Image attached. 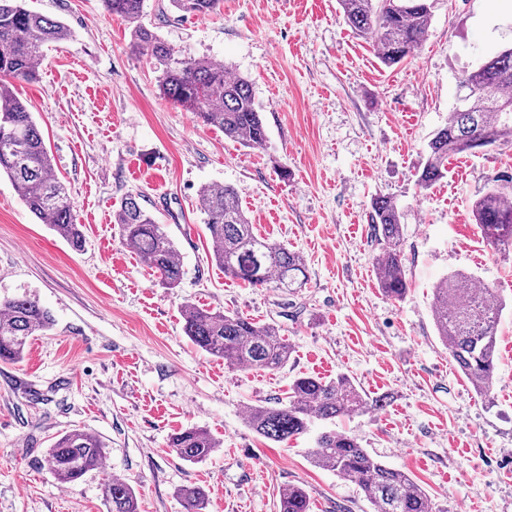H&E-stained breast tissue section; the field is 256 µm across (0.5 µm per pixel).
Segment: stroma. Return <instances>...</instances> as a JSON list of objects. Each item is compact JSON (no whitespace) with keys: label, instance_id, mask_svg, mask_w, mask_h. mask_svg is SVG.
Here are the masks:
<instances>
[{"label":"stroma","instance_id":"stroma-1","mask_svg":"<svg viewBox=\"0 0 512 512\" xmlns=\"http://www.w3.org/2000/svg\"><path fill=\"white\" fill-rule=\"evenodd\" d=\"M26 6L71 30L36 80L11 89L43 134L85 243L73 248L41 224L0 176V299L35 298L54 319L22 361L0 362V512H108L109 473L135 489L141 512H184L188 484L204 490V512H277L292 485L311 512H372L355 484L310 461L313 436L271 442L244 418L285 398L296 378L340 374L386 402L336 430L411 474L437 512H512V253L487 246L472 214L512 175V146L451 158L432 187L416 184L462 76L512 45V7L434 0L426 40L388 67L337 0H222L208 16L144 0L143 23L175 50L251 81L267 141L245 147L160 94L157 72L131 48V24L102 0ZM212 184L232 185L256 232L304 257V288L225 277L201 211ZM131 195L175 241L178 288H162L123 241L114 214ZM378 195L403 213L410 290L399 301L382 293L373 262ZM456 271L508 303L490 407L433 323V289ZM186 302L276 325L293 347L287 364L262 372L208 355L183 332ZM189 426L222 443L194 465L170 448ZM73 428L99 436L108 455L69 488L40 461Z\"/></svg>","mask_w":512,"mask_h":512}]
</instances>
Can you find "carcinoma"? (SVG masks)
I'll return each instance as SVG.
<instances>
[{"instance_id":"carcinoma-1","label":"carcinoma","mask_w":512,"mask_h":512,"mask_svg":"<svg viewBox=\"0 0 512 512\" xmlns=\"http://www.w3.org/2000/svg\"><path fill=\"white\" fill-rule=\"evenodd\" d=\"M105 10L134 24L133 48L147 55L158 72L163 97L187 108L203 123L220 128L224 138L244 146L266 142L267 131L252 84L208 58L184 56L141 23L143 0H103ZM221 0H172L173 7L191 16L215 12ZM345 23L360 36H371L379 59L391 67L413 56L425 40L432 18V0H338ZM69 36L60 21L34 13L24 0H0V173L6 174L27 209L73 246L82 247L73 202L60 181L41 132L27 106L10 89L13 81L37 78V65L49 45ZM465 110L451 112L448 122L428 143L418 185L428 189L448 172V159L496 144H512V47L505 48L463 76ZM204 224L213 242L211 260L224 276L252 287L292 290L305 285L302 255L285 244L255 233L229 184L202 188ZM509 194L492 188L474 201L472 213L482 238L495 250L512 251V202ZM379 254L374 257L378 284L394 300L408 292L404 265V227L397 204L388 196L372 199L370 211ZM125 243L140 253L167 289L179 287L180 252L167 231L132 196L114 214ZM503 303L493 290L477 285L473 276L454 272L433 290L432 318L437 334L473 390L492 406L490 393L497 362V331ZM183 331L192 343L231 365L259 371L282 368L292 345L272 324H260L239 313L213 312L194 304L182 306ZM53 326L49 310L23 296L0 301V361L18 362L29 338ZM369 397L350 377L296 379L288 400L248 410L247 422L273 442L298 439L319 424L361 415L384 404ZM172 451L184 462L209 458L220 442L199 427L171 437ZM320 467L355 484L374 512H435L425 489L407 472L372 456L359 439L324 429L308 449ZM106 444L80 428L59 434L41 466L60 484L73 486L91 471L102 469ZM109 512H138L134 489L110 475L102 484ZM185 512H203L201 489H180ZM277 512H310L307 494L290 486L279 494Z\"/></svg>"}]
</instances>
